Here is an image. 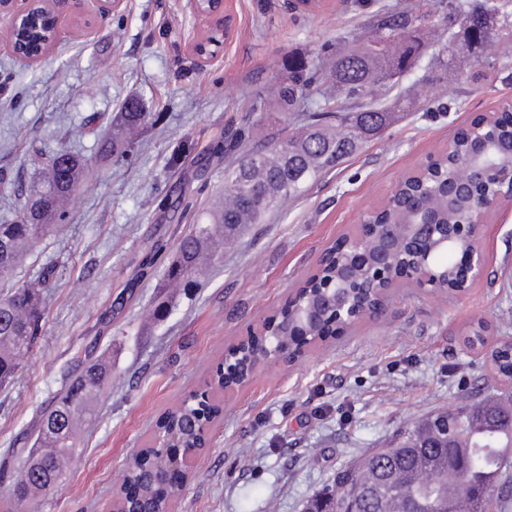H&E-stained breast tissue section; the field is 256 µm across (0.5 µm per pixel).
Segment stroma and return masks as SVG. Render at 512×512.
<instances>
[{"label":"stroma","instance_id":"stroma-1","mask_svg":"<svg viewBox=\"0 0 512 512\" xmlns=\"http://www.w3.org/2000/svg\"><path fill=\"white\" fill-rule=\"evenodd\" d=\"M224 0L233 24L224 55L203 66L187 47L197 22L187 0H124L91 32L25 65L0 48V219L19 211L17 187L40 178L37 151L60 148L85 163L57 226L28 251L0 296L53 265L31 353L0 386V466L17 467L42 412L88 344L112 366L114 386L63 484L41 512H107L126 464L157 424L204 386L240 338L282 311L342 235L358 230L409 171L443 152L454 133L512 98V65L463 54L447 70H413L442 112L404 111L380 137L318 179L299 199L249 225L196 288L164 287L181 238L221 196L224 163L241 137L268 138L301 113L254 110L299 56L326 67L380 5L411 0ZM148 118L119 156L101 141L129 100ZM482 280L460 295L401 287L384 317L319 345L294 364L262 367L225 392L223 414L174 503V512H305L336 471L434 412L499 389L470 326L489 343L512 338V205L492 212ZM151 268L135 295L125 286Z\"/></svg>","mask_w":512,"mask_h":512}]
</instances>
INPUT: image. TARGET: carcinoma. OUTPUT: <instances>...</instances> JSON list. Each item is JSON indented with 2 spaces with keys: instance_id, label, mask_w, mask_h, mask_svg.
Returning <instances> with one entry per match:
<instances>
[{
  "instance_id": "1",
  "label": "carcinoma",
  "mask_w": 512,
  "mask_h": 512,
  "mask_svg": "<svg viewBox=\"0 0 512 512\" xmlns=\"http://www.w3.org/2000/svg\"><path fill=\"white\" fill-rule=\"evenodd\" d=\"M504 5H475L466 12L463 42L456 35L432 40L435 24L423 22L412 28L417 7L382 9L372 14L366 29L391 24L402 29L383 49L376 50L353 40L347 50H338L329 62V82L334 94L324 97L315 110L308 104V91L319 78L317 68L306 61L288 65V81L277 85L266 103L288 112H306L309 122L273 142L254 147L247 144L224 167V210H211L207 221L195 224L179 243L175 259L167 268L170 284L197 278L200 255L215 261L223 254L226 240L239 235L246 223L261 224L280 201L296 198L323 173L335 168L365 142L388 126L390 110L372 103L389 93L400 78L416 69V50L428 60L448 66V55L459 50L495 67L488 50L495 42L512 39L508 22L491 36L487 16L500 13ZM417 83L408 86L406 108L431 111L432 99L415 94ZM483 149L476 139L462 143L454 157L473 165ZM43 183L26 193L24 210L10 222H0V280H9L31 245L53 228L63 201L77 192L82 164L61 148L42 161ZM53 268L45 267L32 281L0 298V384L11 380L30 353L43 315L42 288ZM512 348L503 345L491 355L493 372L512 377ZM112 384L109 363L87 352L71 371L66 385L43 415L30 457L8 488L9 499L23 502L45 496L65 481L62 461L81 445L80 429L66 424L75 416L79 424L96 416V398ZM200 409L182 405L168 413L164 427L179 434L184 446L197 444ZM512 455V387L477 401L427 416L397 434L385 447L374 448L336 473L335 488L320 494L315 512H339L361 503L359 512H503L512 501V483L503 480L504 460ZM456 478L466 490L460 506L448 491V478ZM139 478L146 490L147 506L161 508L170 492L156 483L154 457L145 456Z\"/></svg>"
}]
</instances>
